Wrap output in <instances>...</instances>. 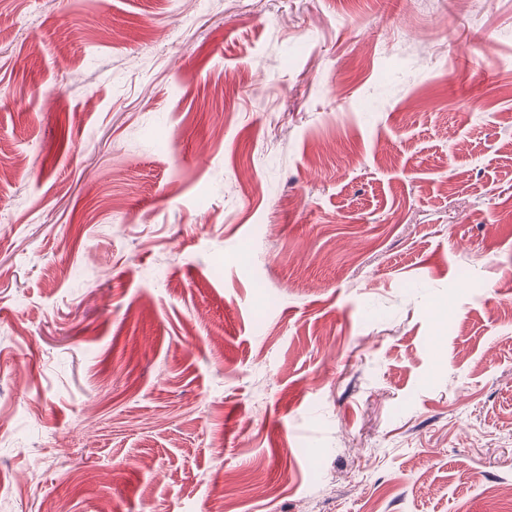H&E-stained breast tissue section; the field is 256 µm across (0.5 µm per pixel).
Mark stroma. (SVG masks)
Segmentation results:
<instances>
[{
	"instance_id": "35a3bbf8",
	"label": "stroma",
	"mask_w": 512,
	"mask_h": 512,
	"mask_svg": "<svg viewBox=\"0 0 512 512\" xmlns=\"http://www.w3.org/2000/svg\"><path fill=\"white\" fill-rule=\"evenodd\" d=\"M512 0H0V512H512Z\"/></svg>"
}]
</instances>
